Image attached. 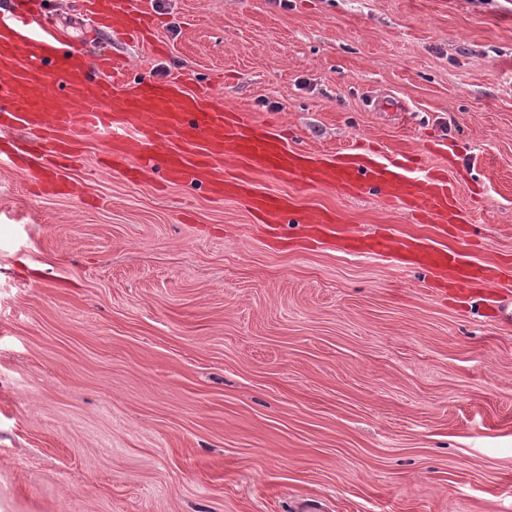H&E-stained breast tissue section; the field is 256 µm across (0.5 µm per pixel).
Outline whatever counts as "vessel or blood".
<instances>
[{"label": "vessel or blood", "instance_id": "1", "mask_svg": "<svg viewBox=\"0 0 512 512\" xmlns=\"http://www.w3.org/2000/svg\"><path fill=\"white\" fill-rule=\"evenodd\" d=\"M90 19L102 32L145 37L154 17L144 0H91ZM55 0H0V167L30 173L39 193L67 189L68 162L77 146L97 137L113 170L136 162L139 171L173 185L203 188L216 197H245L250 210L291 244L307 247L313 229L372 255H395L418 269L455 272L451 291L481 306L494 302L499 280L492 269L433 244L383 235L344 236L333 217L316 218L285 198L251 189L255 174H273L307 185L366 190L389 199L406 192L409 207L428 219L447 220L452 192L447 178L421 174L409 155L372 156L352 147L330 159L292 149L258 132L247 113L230 112L217 93L190 91L178 77L158 80L143 71L129 77L118 58L86 57L67 46L50 24ZM242 171L226 176L224 159ZM498 302V301H495ZM507 309V301L498 302Z\"/></svg>", "mask_w": 512, "mask_h": 512}]
</instances>
